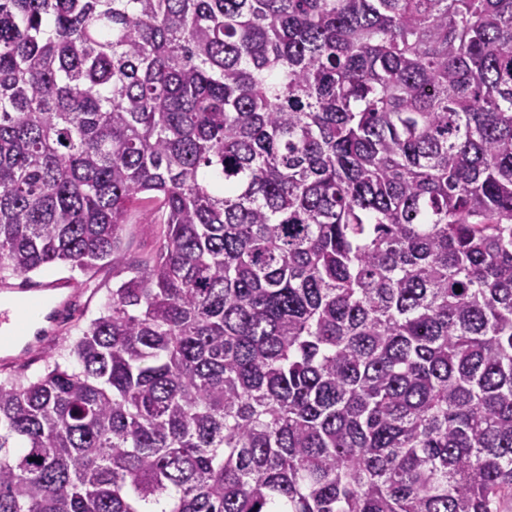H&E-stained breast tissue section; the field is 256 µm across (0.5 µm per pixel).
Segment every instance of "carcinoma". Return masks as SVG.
<instances>
[{
	"instance_id": "obj_1",
	"label": "carcinoma",
	"mask_w": 512,
	"mask_h": 512,
	"mask_svg": "<svg viewBox=\"0 0 512 512\" xmlns=\"http://www.w3.org/2000/svg\"><path fill=\"white\" fill-rule=\"evenodd\" d=\"M52 265L112 291L0 380V512H512V0H0ZM152 205L136 202L130 212V224L123 232V246L135 260L148 259L157 252L163 235V225L143 224L144 214ZM57 277H71L75 281L72 293L77 298V304L72 311L71 318L59 328L57 337L50 346L39 350L34 348L30 354L7 365H2L0 360L1 379L12 373H21L30 379H36L43 374L47 362L58 361L64 364L68 359L70 345L73 344L76 337L77 327L86 324L107 304L109 292L112 290V267L104 266L99 268L96 273H84L79 270L70 271L63 266L55 265L45 267L30 276L33 280H49ZM33 353H40L42 358L11 371L15 363L28 358Z\"/></svg>"
}]
</instances>
